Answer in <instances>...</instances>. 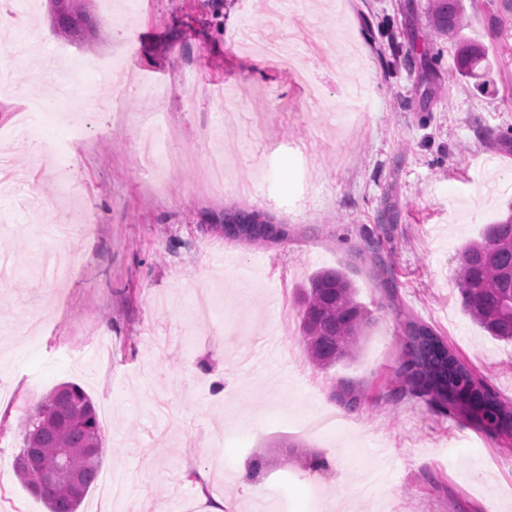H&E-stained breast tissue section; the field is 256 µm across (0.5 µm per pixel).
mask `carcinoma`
Instances as JSON below:
<instances>
[{
	"label": "carcinoma",
	"mask_w": 512,
	"mask_h": 512,
	"mask_svg": "<svg viewBox=\"0 0 512 512\" xmlns=\"http://www.w3.org/2000/svg\"><path fill=\"white\" fill-rule=\"evenodd\" d=\"M60 33L88 43L92 32L85 0H49ZM430 31L437 38L456 37L466 26L462 0H428ZM487 65L483 45L462 40L456 56L459 74L478 75ZM288 237V225L260 212L224 210V238L267 244ZM380 269L379 285L396 286L382 254L381 241L368 245ZM462 309L489 335L512 339V214L489 224L479 241L465 244L457 263ZM406 351L398 368L400 390L425 399L436 412L512 438V404L488 384L432 326L399 314ZM371 314L357 300L356 288L341 269L317 271L301 289L298 331L308 360L327 368L355 358L371 324ZM62 454L66 477L48 482L44 464ZM104 453L91 397L75 383H62L35 407L23 437L17 476L48 512H78L97 479Z\"/></svg>",
	"instance_id": "carcinoma-1"
}]
</instances>
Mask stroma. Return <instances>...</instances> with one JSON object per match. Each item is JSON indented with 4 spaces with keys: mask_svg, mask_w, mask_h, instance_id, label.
<instances>
[{
    "mask_svg": "<svg viewBox=\"0 0 512 512\" xmlns=\"http://www.w3.org/2000/svg\"><path fill=\"white\" fill-rule=\"evenodd\" d=\"M426 4L281 0L261 16L257 0H90L89 51L57 32L48 0L31 14L0 0L37 43L13 60L12 93L0 97V159L19 174L0 191L11 263L0 283V512H47L14 462L30 409L65 382L92 398L104 448L79 512H180L186 501L214 512L227 484L234 512L283 490L287 512H310L314 485L324 502L349 497L353 512H512V447L394 393L403 310L512 401V342L471 320L456 282L459 249L512 210V5L479 0L469 12L462 37L490 64L475 80L449 78L457 40L430 39ZM243 28L293 34L323 99L244 54L231 40ZM59 46L72 108L97 102L82 141L55 112L32 126L12 113L45 95L41 71ZM116 62L131 87L122 122L106 107ZM157 85L166 148L181 160L151 174L136 160ZM357 86L362 122L337 124ZM213 154L254 192L209 190ZM232 207L287 224V238L263 248L224 238L216 226ZM371 237L395 295L358 256ZM240 264L260 275L250 302L232 305L227 272ZM325 268L346 272L374 322L354 360L320 369L282 293ZM345 388L367 391L365 405L345 407ZM218 434L234 438L220 468L206 454ZM294 444L329 471H309ZM255 457L267 467L253 477Z\"/></svg>",
    "mask_w": 512,
    "mask_h": 512,
    "instance_id": "35a3bbf8",
    "label": "stroma"
}]
</instances>
